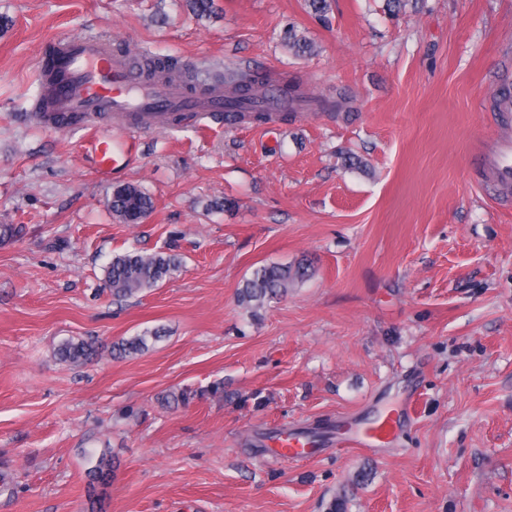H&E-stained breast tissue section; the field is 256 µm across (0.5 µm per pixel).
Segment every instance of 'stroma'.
<instances>
[{
  "mask_svg": "<svg viewBox=\"0 0 512 512\" xmlns=\"http://www.w3.org/2000/svg\"><path fill=\"white\" fill-rule=\"evenodd\" d=\"M215 6L0 0V512H86L87 448L119 461L100 512H328L342 491L347 512H512V186L483 163L512 137V0ZM72 35L306 100L263 125L181 118L101 176L80 128L31 118L42 45ZM126 184L153 199L141 223L109 206ZM133 249L182 266L118 301L104 268ZM298 262L310 278L259 316L238 305L254 268ZM134 336L146 351L112 355ZM69 339L98 357L60 362ZM386 414L389 443L339 447ZM282 433L319 456L272 458Z\"/></svg>",
  "mask_w": 512,
  "mask_h": 512,
  "instance_id": "stroma-1",
  "label": "stroma"
}]
</instances>
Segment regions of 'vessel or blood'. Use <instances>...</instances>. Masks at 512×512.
Masks as SVG:
<instances>
[{"label":"vessel or blood","mask_w":512,"mask_h":512,"mask_svg":"<svg viewBox=\"0 0 512 512\" xmlns=\"http://www.w3.org/2000/svg\"><path fill=\"white\" fill-rule=\"evenodd\" d=\"M51 46L50 54L39 58L40 78L47 89L33 99L31 109L51 127L60 117L81 116L85 148L100 174L124 165L136 152L137 132L163 128L171 113H191L202 127L224 117L221 88L193 91L178 81L156 82L141 53L113 52L106 39L88 35L55 40ZM105 115L111 128L99 123ZM488 161L498 183L512 184V141L497 143ZM396 428V419L385 416L358 432L353 443L366 448L384 444ZM313 452L311 442L294 433L279 437L271 450L279 459L306 458Z\"/></svg>","instance_id":"vessel-or-blood-1"}]
</instances>
